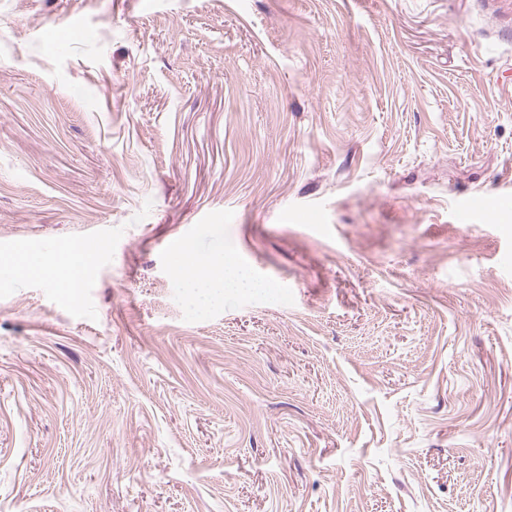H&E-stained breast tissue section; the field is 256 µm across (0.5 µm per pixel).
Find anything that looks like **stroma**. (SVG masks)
<instances>
[{
  "label": "stroma",
  "mask_w": 512,
  "mask_h": 512,
  "mask_svg": "<svg viewBox=\"0 0 512 512\" xmlns=\"http://www.w3.org/2000/svg\"><path fill=\"white\" fill-rule=\"evenodd\" d=\"M503 195L512 0H0V512H512ZM94 262V252L89 249L70 246L57 254L43 259H30L24 256L0 255V265L4 270L29 272L41 275L69 294L80 288L90 266ZM183 266L188 271H185L187 287L195 289L203 303H211L243 289L266 292L272 288L270 283L255 279L233 256L184 254Z\"/></svg>",
  "instance_id": "35a3bbf8"
}]
</instances>
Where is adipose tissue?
<instances>
[{"instance_id":"1","label":"adipose tissue","mask_w":512,"mask_h":512,"mask_svg":"<svg viewBox=\"0 0 512 512\" xmlns=\"http://www.w3.org/2000/svg\"><path fill=\"white\" fill-rule=\"evenodd\" d=\"M94 262L92 250L70 246L43 259L0 255V268L13 272H29L45 277L57 287L74 291L80 287ZM186 284L196 290L202 302L209 303L243 289L267 291V282L255 279L235 257L220 255L199 257L185 255Z\"/></svg>"}]
</instances>
